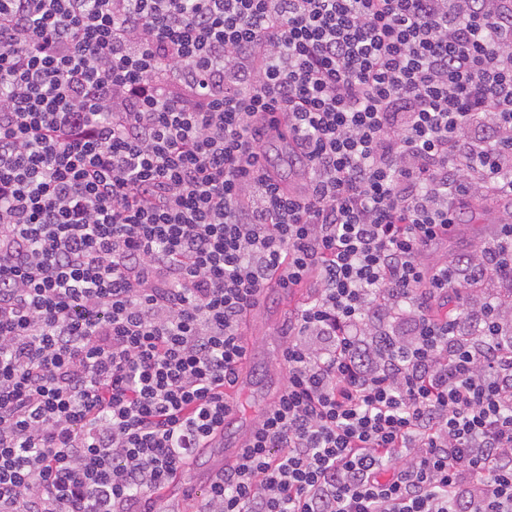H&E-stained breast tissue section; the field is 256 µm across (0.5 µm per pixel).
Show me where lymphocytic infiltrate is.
Listing matches in <instances>:
<instances>
[{"label":"lymphocytic infiltrate","mask_w":512,"mask_h":512,"mask_svg":"<svg viewBox=\"0 0 512 512\" xmlns=\"http://www.w3.org/2000/svg\"><path fill=\"white\" fill-rule=\"evenodd\" d=\"M491 199L512 0H0V512H167L274 282L287 380L198 512H512V211L435 253ZM271 159L277 164L283 179L291 185L297 186L301 182V172L288 161V144L282 141H272L267 145Z\"/></svg>","instance_id":"obj_1"}]
</instances>
